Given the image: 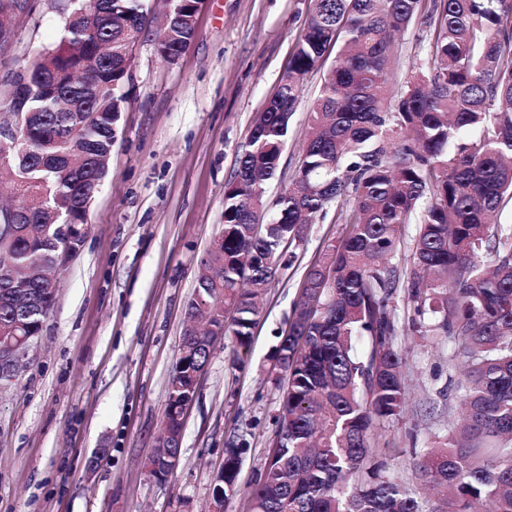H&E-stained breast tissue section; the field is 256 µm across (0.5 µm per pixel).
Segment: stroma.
Returning a JSON list of instances; mask_svg holds the SVG:
<instances>
[{
  "instance_id": "obj_1",
  "label": "stroma",
  "mask_w": 512,
  "mask_h": 512,
  "mask_svg": "<svg viewBox=\"0 0 512 512\" xmlns=\"http://www.w3.org/2000/svg\"><path fill=\"white\" fill-rule=\"evenodd\" d=\"M312 0H204L190 47L160 60L138 44L108 173L93 198L80 252L58 275L56 299L15 379L0 387V512H209L225 450H242L239 494L224 512H249L248 491L276 441L284 372L277 347L310 266L342 225H311L265 298L249 347L217 343L184 419L179 461L165 481L147 462L157 445L169 380L199 259L224 229V184L255 116L276 89ZM0 46V114L12 73L57 34L48 0L7 20ZM310 74L291 117L280 193L305 144ZM407 404L377 431L382 448H422L446 434L459 400L442 336L404 331Z\"/></svg>"
}]
</instances>
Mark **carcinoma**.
Listing matches in <instances>:
<instances>
[{
    "instance_id": "1",
    "label": "carcinoma",
    "mask_w": 512,
    "mask_h": 512,
    "mask_svg": "<svg viewBox=\"0 0 512 512\" xmlns=\"http://www.w3.org/2000/svg\"><path fill=\"white\" fill-rule=\"evenodd\" d=\"M93 20L60 21L29 72L25 124L0 146L17 198L16 237L0 265V345L50 310L42 267L53 257L52 210L81 222L99 158L112 152L128 101L127 48L146 31L149 0H79ZM198 0H168L157 51L173 62L194 36ZM423 23L426 62L400 79L390 34ZM336 62L326 65L328 50ZM80 63L109 85L93 99L70 72ZM324 70L307 144L276 199L290 117L307 76ZM55 82L56 94L38 90ZM512 0H313L288 70L257 116L224 185V240L198 263L194 297L212 337L185 335L168 401L195 394L218 339L251 342L259 301L294 258L308 225L329 211L345 226L312 266L279 345L287 376L276 416L279 448L248 492L250 512H512ZM414 225L411 267L390 263ZM409 330L448 337V369L463 422L446 442L376 448L375 430L401 414L405 357L395 296ZM167 452L180 454V415L164 411ZM411 453L403 481L389 461Z\"/></svg>"
}]
</instances>
